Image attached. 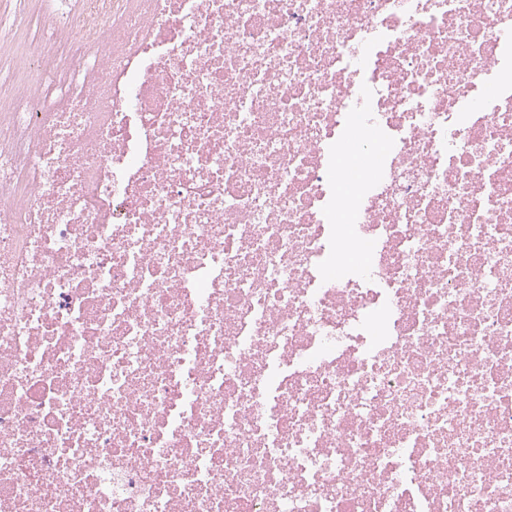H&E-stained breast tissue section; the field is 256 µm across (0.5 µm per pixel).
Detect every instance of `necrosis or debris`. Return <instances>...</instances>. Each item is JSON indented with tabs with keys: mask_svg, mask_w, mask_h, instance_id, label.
Here are the masks:
<instances>
[{
	"mask_svg": "<svg viewBox=\"0 0 512 512\" xmlns=\"http://www.w3.org/2000/svg\"><path fill=\"white\" fill-rule=\"evenodd\" d=\"M43 29L59 91L0 104V512H512V0Z\"/></svg>",
	"mask_w": 512,
	"mask_h": 512,
	"instance_id": "1",
	"label": "necrosis or debris"
}]
</instances>
